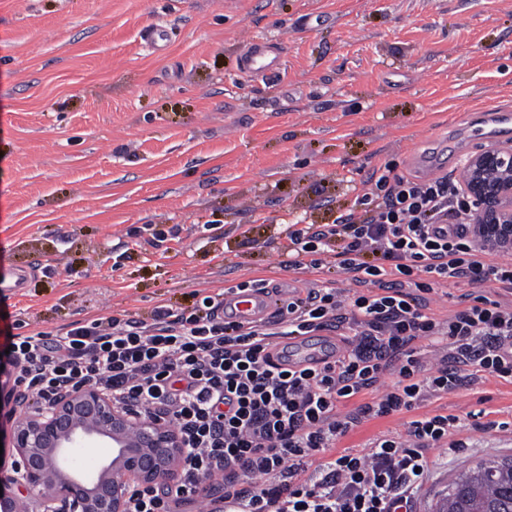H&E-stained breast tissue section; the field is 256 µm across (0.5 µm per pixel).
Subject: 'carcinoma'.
<instances>
[{"instance_id": "cac0c4a2", "label": "carcinoma", "mask_w": 512, "mask_h": 512, "mask_svg": "<svg viewBox=\"0 0 512 512\" xmlns=\"http://www.w3.org/2000/svg\"><path fill=\"white\" fill-rule=\"evenodd\" d=\"M436 512H512V459H487L462 471Z\"/></svg>"}]
</instances>
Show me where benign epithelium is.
Masks as SVG:
<instances>
[{
  "label": "benign epithelium",
  "mask_w": 512,
  "mask_h": 512,
  "mask_svg": "<svg viewBox=\"0 0 512 512\" xmlns=\"http://www.w3.org/2000/svg\"><path fill=\"white\" fill-rule=\"evenodd\" d=\"M462 189L476 207V232L486 243L512 245V148L484 147L469 156ZM12 444L18 462L0 472V512H33L42 504L74 502L71 512H125L132 484L171 483L184 443L164 421L121 410L94 388L65 392L37 413L18 401ZM112 448L87 477L77 458L99 444Z\"/></svg>",
  "instance_id": "1"
}]
</instances>
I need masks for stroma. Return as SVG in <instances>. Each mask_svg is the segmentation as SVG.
Returning a JSON list of instances; mask_svg holds the SVG:
<instances>
[{
	"label": "stroma",
	"mask_w": 512,
	"mask_h": 512,
	"mask_svg": "<svg viewBox=\"0 0 512 512\" xmlns=\"http://www.w3.org/2000/svg\"><path fill=\"white\" fill-rule=\"evenodd\" d=\"M252 40L279 50V73L241 74ZM492 103L512 110V0H0V308L27 336L262 279L350 289L281 268L288 225L331 223L369 170L409 169L437 140L469 157L463 118ZM424 409L480 425L463 451L431 450L414 512L512 458V383L484 374Z\"/></svg>",
	"instance_id": "obj_1"
}]
</instances>
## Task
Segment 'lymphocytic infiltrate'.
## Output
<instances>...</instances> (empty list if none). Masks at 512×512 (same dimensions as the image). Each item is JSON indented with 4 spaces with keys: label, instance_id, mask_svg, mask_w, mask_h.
Returning <instances> with one entry per match:
<instances>
[{
    "label": "lymphocytic infiltrate",
    "instance_id": "obj_1",
    "mask_svg": "<svg viewBox=\"0 0 512 512\" xmlns=\"http://www.w3.org/2000/svg\"><path fill=\"white\" fill-rule=\"evenodd\" d=\"M357 211L318 227H288L286 267L336 256L357 290L305 287L278 318H224L220 294L191 307H157L151 320L101 316L66 332L6 334L0 344V423L18 395L41 406L89 386L117 407L162 417L185 442L175 482L132 488L125 512H410L428 476L429 449L457 453L459 416L422 413L434 397L486 372L512 381V264L475 238L473 203L458 180L421 179L388 162L373 169ZM485 288L440 318L435 284ZM343 331L329 361L284 367L283 336ZM442 344L425 372L424 344ZM396 378L385 388L386 375ZM371 394V401L354 399ZM354 402V409L338 407ZM416 412L407 437L385 435L352 452L337 439L362 423Z\"/></svg>",
    "mask_w": 512,
    "mask_h": 512
}]
</instances>
